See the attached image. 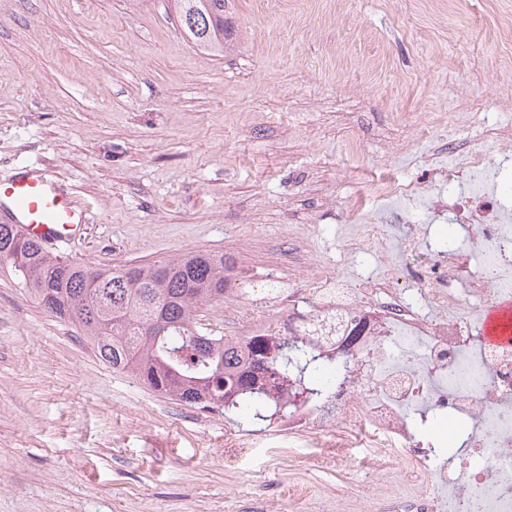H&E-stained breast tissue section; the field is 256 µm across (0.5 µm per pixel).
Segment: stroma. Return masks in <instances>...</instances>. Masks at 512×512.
Segmentation results:
<instances>
[{"mask_svg": "<svg viewBox=\"0 0 512 512\" xmlns=\"http://www.w3.org/2000/svg\"><path fill=\"white\" fill-rule=\"evenodd\" d=\"M223 56L168 0H0V181L43 166L91 215L93 267L219 251L267 316L298 271L372 267L342 232L383 176L448 201V153H496L435 115L512 123V0H233ZM360 141L349 168L340 147ZM112 371L0 276V512H362L400 491L361 435L271 433Z\"/></svg>", "mask_w": 512, "mask_h": 512, "instance_id": "stroma-1", "label": "stroma"}]
</instances>
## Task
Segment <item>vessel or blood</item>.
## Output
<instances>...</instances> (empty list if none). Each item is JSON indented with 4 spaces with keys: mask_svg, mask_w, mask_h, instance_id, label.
<instances>
[{
    "mask_svg": "<svg viewBox=\"0 0 512 512\" xmlns=\"http://www.w3.org/2000/svg\"><path fill=\"white\" fill-rule=\"evenodd\" d=\"M0 216L52 253L67 251L90 222L87 208L40 166L23 167L0 182ZM482 333L487 343H512L511 299L485 312Z\"/></svg>",
    "mask_w": 512,
    "mask_h": 512,
    "instance_id": "obj_1",
    "label": "vessel or blood"
}]
</instances>
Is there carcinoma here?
Returning <instances> with one entry per match:
<instances>
[{"label": "carcinoma", "mask_w": 512, "mask_h": 512, "mask_svg": "<svg viewBox=\"0 0 512 512\" xmlns=\"http://www.w3.org/2000/svg\"><path fill=\"white\" fill-rule=\"evenodd\" d=\"M181 29L216 55L232 35L231 0H174ZM74 325L100 358L190 407L247 409L256 422L321 396L317 375L334 357L286 337L242 345L206 333L199 306L224 301V253L152 265L92 268L51 255L14 224H0V275Z\"/></svg>", "instance_id": "cac0c4a2"}]
</instances>
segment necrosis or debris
Listing matches in <instances>:
<instances>
[{
  "mask_svg": "<svg viewBox=\"0 0 512 512\" xmlns=\"http://www.w3.org/2000/svg\"><path fill=\"white\" fill-rule=\"evenodd\" d=\"M499 164L474 149L448 173L452 183L485 182L451 205L467 248L433 247L425 224L408 225L396 243L390 225L356 224V244L379 271L356 278L326 268L288 296L312 316L284 335L338 360L325 397L280 427L358 426L367 447L411 462L401 481L419 494L368 498L367 512H512V349L474 344L472 333L483 307L512 295V211L486 189ZM432 416L469 421L462 448L431 454L416 422Z\"/></svg>",
  "mask_w": 512,
  "mask_h": 512,
  "instance_id": "4bbe7bcc",
  "label": "necrosis or debris"
}]
</instances>
